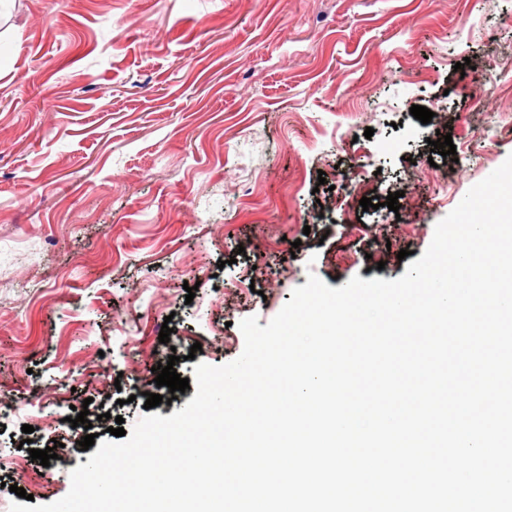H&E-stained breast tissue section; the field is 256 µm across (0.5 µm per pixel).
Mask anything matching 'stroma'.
<instances>
[{"instance_id":"obj_1","label":"stroma","mask_w":512,"mask_h":512,"mask_svg":"<svg viewBox=\"0 0 512 512\" xmlns=\"http://www.w3.org/2000/svg\"><path fill=\"white\" fill-rule=\"evenodd\" d=\"M511 154L512 0H0V512L68 493L84 399L133 426L170 345L189 378L308 274L401 277Z\"/></svg>"}]
</instances>
